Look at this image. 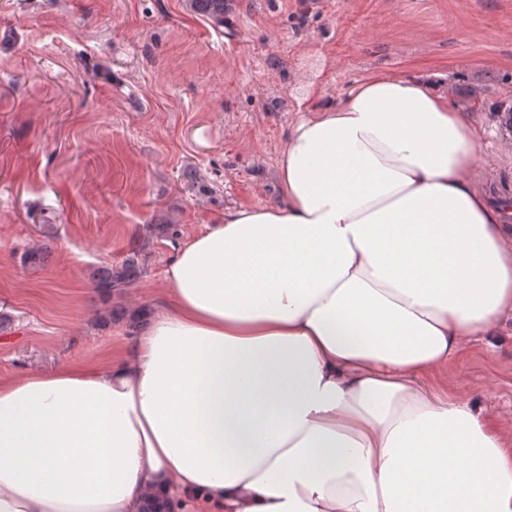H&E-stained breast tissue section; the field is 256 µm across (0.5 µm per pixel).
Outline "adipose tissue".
<instances>
[{
    "mask_svg": "<svg viewBox=\"0 0 512 512\" xmlns=\"http://www.w3.org/2000/svg\"><path fill=\"white\" fill-rule=\"evenodd\" d=\"M477 146L423 75L300 118L124 356L0 378V512H512V434L419 384L512 313Z\"/></svg>",
    "mask_w": 512,
    "mask_h": 512,
    "instance_id": "adipose-tissue-1",
    "label": "adipose tissue"
}]
</instances>
